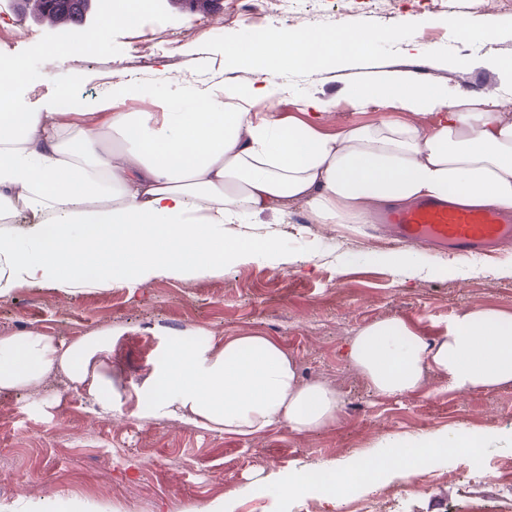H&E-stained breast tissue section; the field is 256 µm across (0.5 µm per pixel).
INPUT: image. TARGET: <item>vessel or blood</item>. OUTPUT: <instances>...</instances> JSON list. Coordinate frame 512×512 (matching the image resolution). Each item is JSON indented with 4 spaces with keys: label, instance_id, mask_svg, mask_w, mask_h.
Masks as SVG:
<instances>
[{
    "label": "vessel or blood",
    "instance_id": "1",
    "mask_svg": "<svg viewBox=\"0 0 512 512\" xmlns=\"http://www.w3.org/2000/svg\"><path fill=\"white\" fill-rule=\"evenodd\" d=\"M384 221L400 245L451 246L469 255L512 244V226L494 207H457L427 200L409 209L386 213Z\"/></svg>",
    "mask_w": 512,
    "mask_h": 512
}]
</instances>
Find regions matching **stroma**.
<instances>
[{
    "mask_svg": "<svg viewBox=\"0 0 512 512\" xmlns=\"http://www.w3.org/2000/svg\"><path fill=\"white\" fill-rule=\"evenodd\" d=\"M287 28L324 31L327 19L355 20L381 40L364 47L343 66L282 70L284 87L274 104L257 109L300 117V98H335L324 123L333 133L347 124L383 120L418 122V115L378 100L354 109L350 91L413 77L452 94L475 95L502 88L507 76L494 60L512 57V6L469 15L462 0L443 9L429 0H289ZM167 36L154 48L135 46L133 27L102 28L92 52L68 51L49 60L46 49L62 37L47 19L16 13L0 0L22 34L0 37V54L21 59L29 83L15 87L24 111L46 91L76 109L109 84H149L160 96L179 87L221 79L247 88L260 79L246 63L231 62L225 47L249 30L245 16H231L228 0H160ZM494 26L491 36L459 38L463 21ZM419 44L413 54L411 44ZM283 254L307 259L304 267L272 258L200 273L189 279L162 277L112 290L89 287L66 294L44 283L15 288L0 298V327L9 333L38 330L59 340L111 332L112 350L102 353L112 382V412L102 416L89 403L66 394L63 385L0 395V503L19 497H56L87 505L88 512H193L226 499L228 512H350L355 501L388 488L399 491L391 512H470L491 503L512 512V489L479 481L494 463L512 459V385L472 394L448 391L437 376L425 390L402 400L376 397L344 357L345 342L369 322L401 317L424 336L446 331L460 310L493 308L512 313V247L475 254L447 277L396 275L386 262L396 247L363 224H316L299 206L277 225ZM260 332L277 340L296 361L305 383H323L341 397L338 423L301 434L277 427L248 438L209 432L173 420L130 416L125 398L163 362L168 348L211 344L219 338ZM464 431L480 445L455 457H432L429 474L390 472L379 483L355 486L339 505L313 489L283 497L258 472L281 478L318 471L329 462L378 455L387 436Z\"/></svg>",
    "mask_w": 512,
    "mask_h": 512,
    "instance_id": "obj_1",
    "label": "stroma"
}]
</instances>
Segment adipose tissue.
<instances>
[{
  "mask_svg": "<svg viewBox=\"0 0 512 512\" xmlns=\"http://www.w3.org/2000/svg\"><path fill=\"white\" fill-rule=\"evenodd\" d=\"M373 39L355 21L315 34L246 35L228 53L255 65L259 85L205 83L178 105L120 83L85 112L58 111L53 93L16 111L12 89L29 77L21 60L0 59V297L24 284L73 294L276 258L275 238L254 226L290 203L317 224H367L378 207L425 199L512 210V112L491 96H451L413 79L361 84L351 93L357 108L389 99L425 123L334 133L321 129L332 98H304L303 121L253 112L256 101L277 100L282 66L340 65ZM134 100L152 111L129 110ZM111 348L108 332L69 343L37 330L0 336V392L61 376L111 411L112 386L96 359ZM346 356L384 398L419 392L431 372L462 394L510 386L512 314L466 308L432 340L399 318L374 321L350 337ZM155 376L168 393L153 417L243 438L281 425L320 430L340 411L335 391L301 382L295 362L260 334L170 348ZM452 443L444 432L405 437L375 463L394 459L404 474H420Z\"/></svg>",
  "mask_w": 512,
  "mask_h": 512,
  "instance_id": "obj_1",
  "label": "adipose tissue"
}]
</instances>
